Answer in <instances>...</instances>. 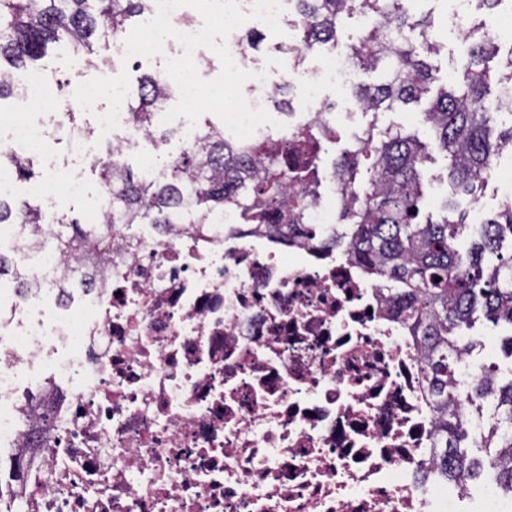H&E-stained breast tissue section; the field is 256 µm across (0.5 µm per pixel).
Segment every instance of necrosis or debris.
Listing matches in <instances>:
<instances>
[{
  "mask_svg": "<svg viewBox=\"0 0 512 512\" xmlns=\"http://www.w3.org/2000/svg\"><path fill=\"white\" fill-rule=\"evenodd\" d=\"M236 64L252 72L249 104L275 113L272 94L300 80V124L261 126L281 145L302 124L330 121L321 87L353 85L347 51L321 66L255 79L237 35ZM99 132L65 127L55 109L0 119V151L39 159L43 198L104 194L79 170L102 156ZM65 142L69 156L47 151ZM343 197L336 178L308 211L313 239L285 240L228 210L201 227L142 225L78 287L53 248L30 249L11 228L0 249L32 286L0 311V449L20 453L21 493L0 487V512H449L469 482L436 475V407L426 353L396 315L388 282L346 250L323 247ZM484 364L463 354L453 375L470 431L482 421L464 393ZM49 434L36 432L43 408Z\"/></svg>",
  "mask_w": 512,
  "mask_h": 512,
  "instance_id": "necrosis-or-debris-1",
  "label": "necrosis or debris"
}]
</instances>
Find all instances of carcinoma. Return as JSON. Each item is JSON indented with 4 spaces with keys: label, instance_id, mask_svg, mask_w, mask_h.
Listing matches in <instances>:
<instances>
[{
    "label": "carcinoma",
    "instance_id": "obj_1",
    "mask_svg": "<svg viewBox=\"0 0 512 512\" xmlns=\"http://www.w3.org/2000/svg\"><path fill=\"white\" fill-rule=\"evenodd\" d=\"M298 50L330 49L338 23L353 0H292ZM375 19L366 36L350 46L355 67L375 69L391 64L389 78L380 84L356 85L353 94L365 111L390 109L396 103H418L430 92L431 73L423 55L437 51L429 23L403 12L402 0H361ZM152 0H0V101L18 91L16 75L38 71L37 63L52 47H65L90 67L93 43L112 37L118 42L127 21L144 17ZM464 36L472 40L471 61L456 88L438 91L424 112L448 159L447 180L456 195L472 202L479 198L492 159L512 152V128L495 133L494 115L512 113V52L501 66L500 84L511 89L488 98L489 61L499 54L495 38L481 25L467 23ZM172 96L163 77L146 74L126 105L131 125L159 143L173 132L158 125L157 114ZM194 148L165 165L150 178L133 173L119 160L94 162L107 189L108 215L102 224H82L61 214L55 224H43L44 239L63 255L112 261V243L128 239L132 224H209L230 208L251 224H263L275 235L305 234L306 211L320 181L322 142L336 139L327 123L305 127L284 148L266 142L237 143L224 139V129L205 119L197 124ZM426 146L402 129L388 128L368 138L335 161V176L347 187L339 213L336 237L323 241L348 247L349 256L370 276L397 285L400 313L413 335L426 345L428 384L438 411L433 457L448 482L472 478L485 469V460L468 456L461 447L467 426L455 408L448 387L463 348L457 331L469 325L477 309L493 323L512 326V254H502L512 242V200L507 198L495 217L479 225L467 249L458 248L470 225L460 201L447 199L445 215L434 221L421 214ZM33 159L0 152V173L32 174ZM369 177L357 184L360 167ZM42 224L40 211L25 201L0 199V226ZM497 264L488 267L485 257ZM13 277L15 287L27 280L26 271L0 253V279ZM489 366L469 386V397L488 392L497 396L494 424L481 439L498 470L496 482L512 489V380L495 381Z\"/></svg>",
    "mask_w": 512,
    "mask_h": 512
}]
</instances>
